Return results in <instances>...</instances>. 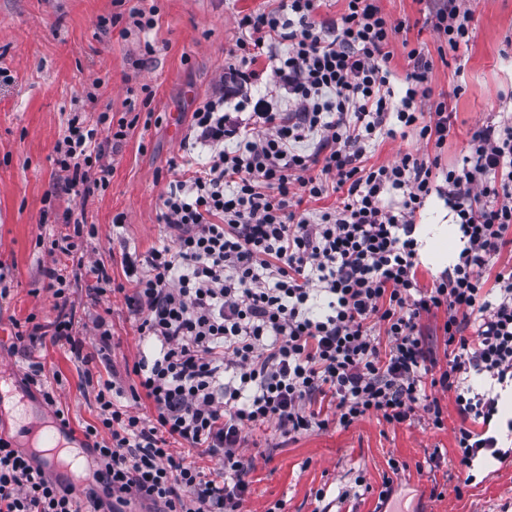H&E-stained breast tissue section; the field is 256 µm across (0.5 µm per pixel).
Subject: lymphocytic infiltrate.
Wrapping results in <instances>:
<instances>
[{
	"label": "lymphocytic infiltrate",
	"instance_id": "f902f5d3",
	"mask_svg": "<svg viewBox=\"0 0 512 512\" xmlns=\"http://www.w3.org/2000/svg\"><path fill=\"white\" fill-rule=\"evenodd\" d=\"M345 2L336 19L323 14L325 0H279L240 17L245 35L169 163L159 215L169 245L124 254L122 284L104 265L89 269L92 292L123 294L154 349L134 364L130 387L97 383V421L84 437L99 486L77 498L0 436V512H122L134 499L151 512H245L246 429L272 422L296 436L419 414L439 429L430 387L454 396L465 483L481 451L502 459L488 430L498 387L512 384V267H494L512 248V113L472 133L461 166L410 153L362 166L367 145L400 129L442 148L451 115L433 96L423 46L408 50L410 69L393 88L390 46L404 23L378 0ZM475 2L442 0L427 15L449 51L472 39ZM123 107L92 124L69 119L53 159L64 190L107 188L105 159L141 119L135 89ZM198 149L207 154L199 167ZM331 192L338 205L316 208ZM433 195L455 214L463 247L425 288L415 218ZM43 275L57 315L47 325L27 317L15 339L81 355L70 283L54 267ZM437 313L443 365L422 327ZM126 396L147 400L151 414L134 413ZM320 397L335 402V422L314 411ZM188 448L214 473L188 462Z\"/></svg>",
	"mask_w": 512,
	"mask_h": 512
}]
</instances>
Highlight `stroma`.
<instances>
[{"mask_svg":"<svg viewBox=\"0 0 512 512\" xmlns=\"http://www.w3.org/2000/svg\"><path fill=\"white\" fill-rule=\"evenodd\" d=\"M157 5L159 21L148 37L120 36L102 28L100 18L115 11L113 0H0V66L13 83H0V271L11 295L0 304V365L8 371V411L0 416V434L16 446L17 418L34 414L51 420L52 410L38 387L26 386L31 365L45 375H60L58 405L70 427L82 434L96 421L93 398L81 391L86 375L111 379L122 386L134 381L132 368L145 349L122 295L95 296L88 273L104 263L116 282H123V253H147L168 242L159 221L160 197L172 174V157L181 153L174 124H188L196 105L210 96L241 37L237 21L264 8L267 0H142ZM384 13L404 22L406 41H394L390 67L399 83L408 60L404 43L427 46L433 62L434 95L447 98L451 130L442 150L415 134L384 137L368 148L365 165L400 160L405 154L440 153L444 165L461 164L477 128L512 112V57L504 56L512 38V0H479L473 39L457 52L439 54L440 41L425 24L427 0H380ZM155 52L144 59L143 44ZM99 89H91L95 78ZM148 86L153 114L149 127H136L111 157L112 176L105 190L87 198L57 190L52 158L74 105L84 119L95 120L105 107L121 112L128 88ZM52 207H45V198ZM95 225L97 234L72 255L50 258L45 242L71 233L64 211ZM125 222L113 225L116 214ZM56 265L70 282V299L78 338L89 363L77 361L69 348L45 344L20 351L14 347L15 323L28 315L49 322L56 316L46 289L44 267ZM112 332V354H96L97 323ZM443 428L417 419L391 426L371 416L348 429L310 432L297 439L279 436L275 425L249 431L242 449L252 457L248 476V512H267L282 502L283 512H512V457L497 461L490 454L474 462L475 481L460 486L454 431L459 426L454 398L438 392ZM405 463L394 479L387 502H379L389 459Z\"/></svg>","mask_w":512,"mask_h":512,"instance_id":"1","label":"stroma"}]
</instances>
